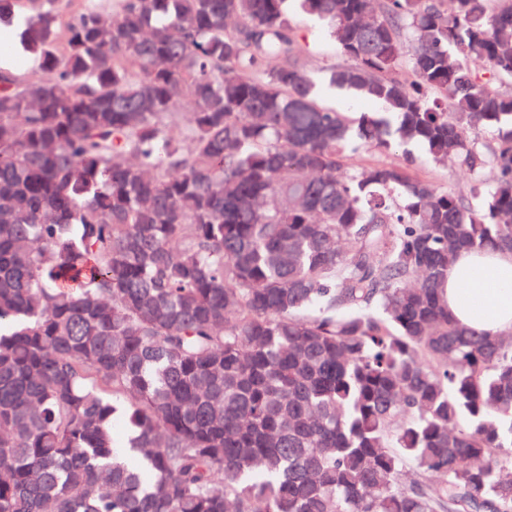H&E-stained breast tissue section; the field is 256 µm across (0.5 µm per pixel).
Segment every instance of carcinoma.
Returning a JSON list of instances; mask_svg holds the SVG:
<instances>
[{
	"instance_id": "cac0c4a2",
	"label": "carcinoma",
	"mask_w": 512,
	"mask_h": 512,
	"mask_svg": "<svg viewBox=\"0 0 512 512\" xmlns=\"http://www.w3.org/2000/svg\"><path fill=\"white\" fill-rule=\"evenodd\" d=\"M287 2L0 0V512H512V332L445 296L512 251V0H296L358 116ZM412 143L469 191L350 165ZM294 32L306 50L308 69L319 81L324 78L328 68L349 63L330 44L324 28L298 12L294 14ZM8 59L11 62V65L8 61H3L2 58L0 60V66L8 67L10 65V70H12L14 73L18 75H29L32 72H34L37 69V66H35L33 57L28 53V51L24 48L23 50H20L19 48L13 49L12 44V51L9 53ZM32 59V60H30Z\"/></svg>"
}]
</instances>
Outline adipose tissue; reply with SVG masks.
<instances>
[{
    "instance_id": "ef3b65f1",
    "label": "adipose tissue",
    "mask_w": 512,
    "mask_h": 512,
    "mask_svg": "<svg viewBox=\"0 0 512 512\" xmlns=\"http://www.w3.org/2000/svg\"><path fill=\"white\" fill-rule=\"evenodd\" d=\"M446 295L449 315L470 331H512V252H459L448 271Z\"/></svg>"
}]
</instances>
